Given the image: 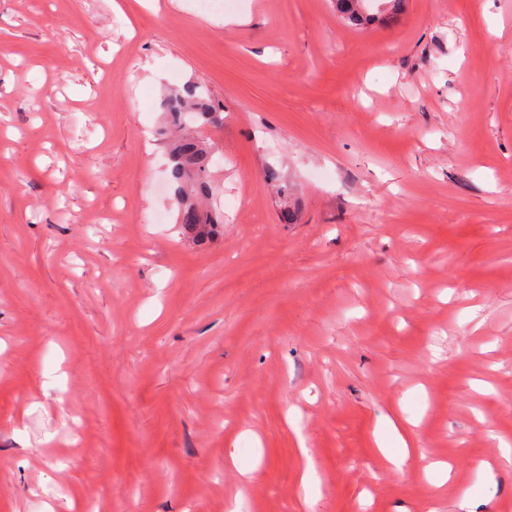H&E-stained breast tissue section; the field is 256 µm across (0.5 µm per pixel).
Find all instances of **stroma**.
I'll return each instance as SVG.
<instances>
[{
  "label": "stroma",
  "instance_id": "stroma-1",
  "mask_svg": "<svg viewBox=\"0 0 512 512\" xmlns=\"http://www.w3.org/2000/svg\"><path fill=\"white\" fill-rule=\"evenodd\" d=\"M508 442L512 0H0V512H512ZM340 18L355 28H364L398 16L404 0H340ZM381 6H385L383 11ZM386 16L381 19L382 15ZM381 19V20H380ZM162 106L173 126H181L188 115L213 125L223 120V110L212 105L206 90L197 84H187L181 90L168 94ZM169 160V180L179 204L177 224L193 241L213 239L224 224V214L202 206L201 200L213 192L207 180L213 160L211 150L194 137L185 135L172 145ZM386 425L388 427L390 437L395 442L396 447L400 449L402 456L397 457L396 454L391 452V449L386 446L387 441L385 438L377 437L376 444L379 452L385 457V459L398 466L401 465L409 454V442L406 437V431L403 427H399L396 421L391 417H386Z\"/></svg>",
  "mask_w": 512,
  "mask_h": 512
}]
</instances>
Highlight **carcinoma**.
<instances>
[{
  "instance_id": "1",
  "label": "carcinoma",
  "mask_w": 512,
  "mask_h": 512,
  "mask_svg": "<svg viewBox=\"0 0 512 512\" xmlns=\"http://www.w3.org/2000/svg\"><path fill=\"white\" fill-rule=\"evenodd\" d=\"M340 18L355 28L375 25L380 20L398 16L404 0H340ZM172 125L183 124L190 115L206 123L216 125L223 120L221 109L211 104L206 90L197 84H187L182 89L168 94L163 100ZM169 180L174 186L178 201L177 223L192 240L205 242L214 238L224 224V215L208 211L202 199L212 194L208 182L209 168L213 157L211 150L199 140L189 136L179 137L169 153Z\"/></svg>"
}]
</instances>
